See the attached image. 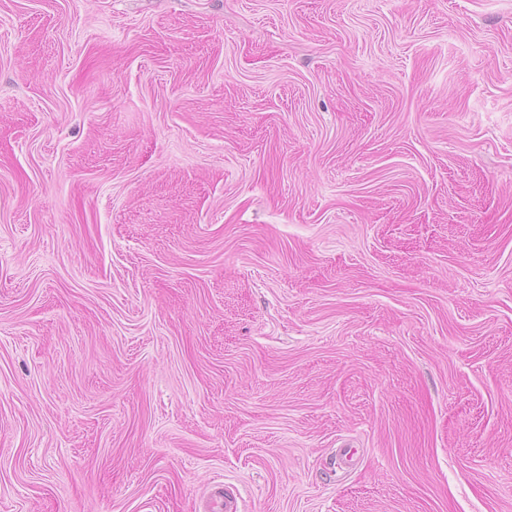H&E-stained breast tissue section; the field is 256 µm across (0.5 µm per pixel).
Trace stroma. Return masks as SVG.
I'll list each match as a JSON object with an SVG mask.
<instances>
[{"label": "stroma", "instance_id": "stroma-1", "mask_svg": "<svg viewBox=\"0 0 512 512\" xmlns=\"http://www.w3.org/2000/svg\"><path fill=\"white\" fill-rule=\"evenodd\" d=\"M512 512V0H0V512Z\"/></svg>", "mask_w": 512, "mask_h": 512}]
</instances>
